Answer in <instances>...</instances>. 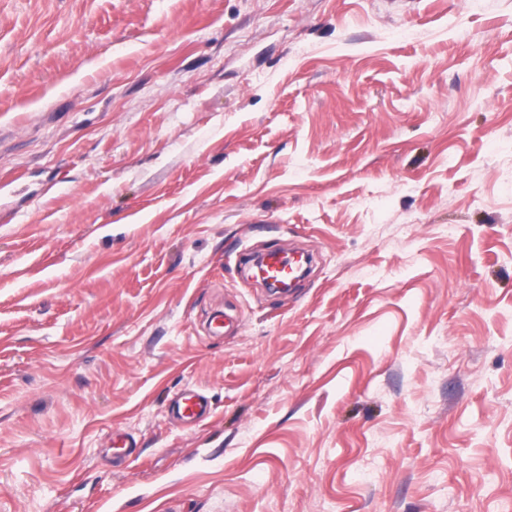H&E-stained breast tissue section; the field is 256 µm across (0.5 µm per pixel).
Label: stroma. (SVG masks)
Instances as JSON below:
<instances>
[{"instance_id": "obj_1", "label": "stroma", "mask_w": 512, "mask_h": 512, "mask_svg": "<svg viewBox=\"0 0 512 512\" xmlns=\"http://www.w3.org/2000/svg\"><path fill=\"white\" fill-rule=\"evenodd\" d=\"M0 512H512V0H0ZM261 265L270 284L289 282L294 275L295 262L283 250L267 251L261 257ZM171 418L185 426H195L211 413L208 397L197 388H185L174 394L168 402ZM110 442L114 449L113 461L117 467H120L130 458L132 455L131 448H137L134 439L126 433L113 432Z\"/></svg>"}]
</instances>
